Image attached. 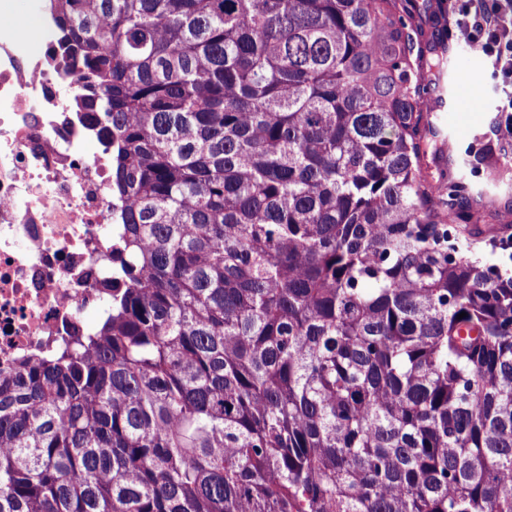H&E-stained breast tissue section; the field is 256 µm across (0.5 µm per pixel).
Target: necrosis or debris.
Here are the masks:
<instances>
[{
	"mask_svg": "<svg viewBox=\"0 0 512 512\" xmlns=\"http://www.w3.org/2000/svg\"><path fill=\"white\" fill-rule=\"evenodd\" d=\"M0 0V372L88 331L112 300L110 154L74 105L83 79Z\"/></svg>",
	"mask_w": 512,
	"mask_h": 512,
	"instance_id": "1",
	"label": "necrosis or debris"
}]
</instances>
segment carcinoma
Segmentation results:
<instances>
[{"label":"carcinoma","mask_w":512,"mask_h":512,"mask_svg":"<svg viewBox=\"0 0 512 512\" xmlns=\"http://www.w3.org/2000/svg\"><path fill=\"white\" fill-rule=\"evenodd\" d=\"M46 8L123 283L0 374V512H512V273L459 246L512 204L438 159L444 0Z\"/></svg>","instance_id":"obj_1"}]
</instances>
